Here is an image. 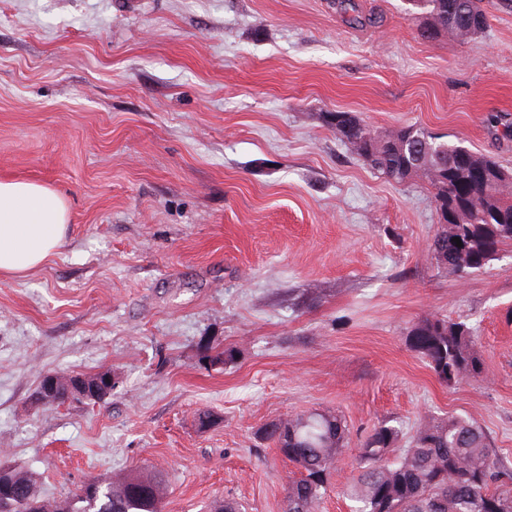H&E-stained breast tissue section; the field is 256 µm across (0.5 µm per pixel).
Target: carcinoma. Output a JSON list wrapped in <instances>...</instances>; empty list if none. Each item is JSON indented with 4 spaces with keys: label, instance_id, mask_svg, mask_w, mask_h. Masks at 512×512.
I'll return each instance as SVG.
<instances>
[{
    "label": "carcinoma",
    "instance_id": "carcinoma-1",
    "mask_svg": "<svg viewBox=\"0 0 512 512\" xmlns=\"http://www.w3.org/2000/svg\"><path fill=\"white\" fill-rule=\"evenodd\" d=\"M454 2L460 20L454 36L465 41L477 26H487L482 0H405L410 11L423 18L422 35L433 41L448 28V2ZM337 122H326L355 156L365 151L374 157L371 169L401 183L421 176L434 189L437 208L462 206L463 223L443 224L429 244L436 263L452 270L483 268L501 245L512 244V172L492 156L476 151L455 159L457 145L437 136L427 150L418 148L427 129L417 127L416 140L409 127L385 132L349 112L336 113ZM446 154L452 167L435 159ZM463 229L473 239L470 247L456 246L454 230ZM412 347L428 362L438 379L453 384L478 378L482 361L474 347L471 328L464 323L425 318L411 330ZM294 437L288 440L287 459L299 476L288 484L285 512H314L331 486L346 426L330 411H311L291 416ZM401 425L383 419L359 449V476L347 490L354 512H498L496 504L512 502V470L491 448L484 430L464 417L444 421L425 420L414 435L402 441ZM14 489L9 512H162L163 482L155 475H133L100 482L91 497L74 495L49 500L40 495L34 475L23 469L0 468V480Z\"/></svg>",
    "mask_w": 512,
    "mask_h": 512
}]
</instances>
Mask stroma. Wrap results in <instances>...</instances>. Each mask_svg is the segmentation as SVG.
Segmentation results:
<instances>
[{"instance_id":"obj_1","label":"stroma","mask_w":512,"mask_h":512,"mask_svg":"<svg viewBox=\"0 0 512 512\" xmlns=\"http://www.w3.org/2000/svg\"><path fill=\"white\" fill-rule=\"evenodd\" d=\"M483 7L484 33L427 42L404 0H0V179L69 204L58 252L0 278V463L49 499L156 472L164 512H284L297 471L261 430L320 410L347 435L316 512H350L383 418H469L512 468V245L437 265L428 181L322 122L512 169V0ZM427 317L474 328L483 378L438 380L409 342ZM103 368L107 399L31 409L42 374Z\"/></svg>"}]
</instances>
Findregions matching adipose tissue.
I'll return each instance as SVG.
<instances>
[{
	"label": "adipose tissue",
	"mask_w": 512,
	"mask_h": 512,
	"mask_svg": "<svg viewBox=\"0 0 512 512\" xmlns=\"http://www.w3.org/2000/svg\"><path fill=\"white\" fill-rule=\"evenodd\" d=\"M68 204L37 182L0 180V275L20 277L40 267L62 245Z\"/></svg>",
	"instance_id": "obj_1"
}]
</instances>
